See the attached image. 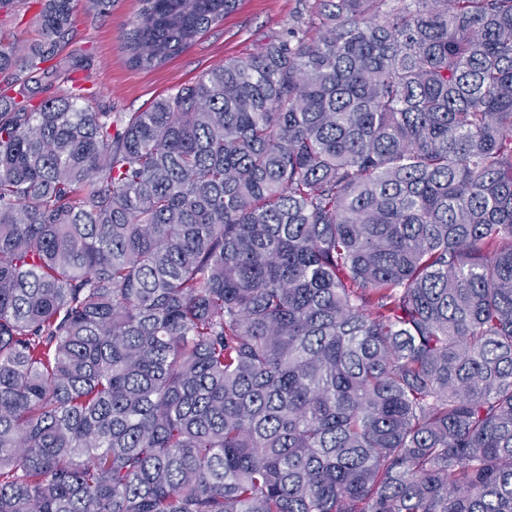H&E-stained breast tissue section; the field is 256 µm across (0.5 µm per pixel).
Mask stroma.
<instances>
[{
	"mask_svg": "<svg viewBox=\"0 0 512 512\" xmlns=\"http://www.w3.org/2000/svg\"><path fill=\"white\" fill-rule=\"evenodd\" d=\"M311 0H239L222 23L200 34L185 51L154 70L130 66L123 49L129 21L140 0H114L103 18L83 17L80 34L67 53L86 51L92 65L82 72L85 86L97 90L104 102L121 112H140L162 96L195 80L207 69L228 59H244L268 40L285 35Z\"/></svg>",
	"mask_w": 512,
	"mask_h": 512,
	"instance_id": "obj_1",
	"label": "stroma"
}]
</instances>
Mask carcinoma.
<instances>
[{
	"label": "carcinoma",
	"mask_w": 512,
	"mask_h": 512,
	"mask_svg": "<svg viewBox=\"0 0 512 512\" xmlns=\"http://www.w3.org/2000/svg\"><path fill=\"white\" fill-rule=\"evenodd\" d=\"M73 2L0 0V512H512V0H313L143 112ZM140 2L152 70L239 0Z\"/></svg>",
	"instance_id": "obj_1"
}]
</instances>
